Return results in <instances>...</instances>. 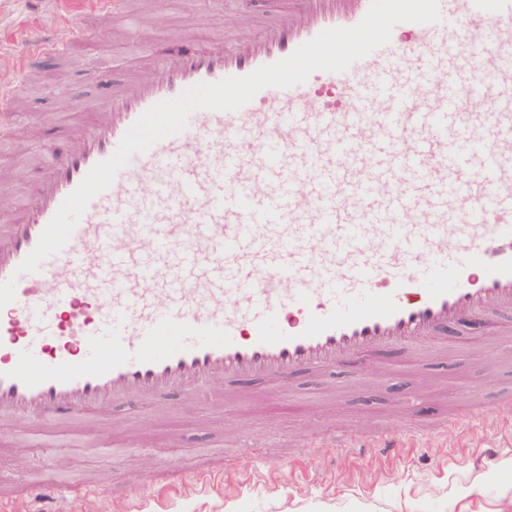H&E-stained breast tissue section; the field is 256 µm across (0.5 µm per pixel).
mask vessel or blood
Here are the masks:
<instances>
[{
  "instance_id": "1",
  "label": "vessel or blood",
  "mask_w": 512,
  "mask_h": 512,
  "mask_svg": "<svg viewBox=\"0 0 512 512\" xmlns=\"http://www.w3.org/2000/svg\"><path fill=\"white\" fill-rule=\"evenodd\" d=\"M371 0H288L247 52L191 46L112 90L73 151L0 226V421L93 419L105 403L150 407L223 379L276 403L304 373L335 377L418 340L480 331L512 357V0H438L434 23L402 22L343 72L266 87L235 111L198 110L135 154L96 195L63 249L17 268L65 198L153 105L242 77ZM28 56H59L55 35ZM335 102L309 110L323 86ZM232 150H225V142ZM409 214L422 215L417 225ZM376 432L339 451L395 457L418 438ZM62 487L0 485L36 512Z\"/></svg>"
}]
</instances>
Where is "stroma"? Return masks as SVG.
<instances>
[{
  "label": "stroma",
  "instance_id": "1",
  "mask_svg": "<svg viewBox=\"0 0 512 512\" xmlns=\"http://www.w3.org/2000/svg\"><path fill=\"white\" fill-rule=\"evenodd\" d=\"M285 7L286 0L259 8L239 0H127V19L140 25L128 32L94 17L75 20L60 0H0V88L16 84L10 60L22 56L30 30L70 33L64 57L29 59L33 80L6 106L12 134L0 136V174L10 178V199L32 194L46 177L44 145L75 147L71 119L93 111L108 89L154 75L155 57L184 46L240 48L256 20L277 21ZM404 359L396 351L365 368H340L346 386L336 393L313 376L296 380L287 395L294 409L284 414L267 410L259 387L243 383L218 405L203 397L187 405L176 395L141 412L106 405L77 438L27 434L32 420L23 416L0 424V460L17 480L73 474L77 484L63 493L64 512H512V404L497 403L489 388L495 345L449 337L451 373L429 369L425 355L415 358L412 375L388 370ZM460 390L478 406L477 418L445 434H425L392 468L377 466L374 448L352 457L320 445L328 434L397 432L428 422L455 404ZM408 393L420 404L417 412L400 407ZM135 440L142 451L112 453L114 442ZM273 440L280 444L275 467L260 468ZM226 445L224 478L195 483L192 458ZM113 474L120 483H108Z\"/></svg>",
  "mask_w": 512,
  "mask_h": 512
}]
</instances>
